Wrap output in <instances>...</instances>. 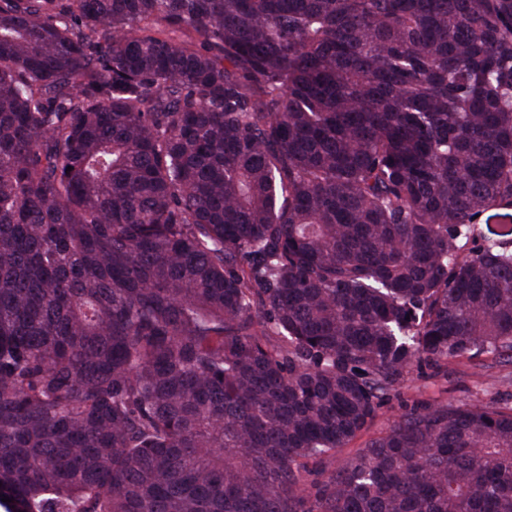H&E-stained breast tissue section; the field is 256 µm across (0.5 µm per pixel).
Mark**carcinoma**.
Returning a JSON list of instances; mask_svg holds the SVG:
<instances>
[{"instance_id": "obj_1", "label": "carcinoma", "mask_w": 512, "mask_h": 512, "mask_svg": "<svg viewBox=\"0 0 512 512\" xmlns=\"http://www.w3.org/2000/svg\"><path fill=\"white\" fill-rule=\"evenodd\" d=\"M482 354L512 0H0L5 512H512V402L323 471Z\"/></svg>"}]
</instances>
